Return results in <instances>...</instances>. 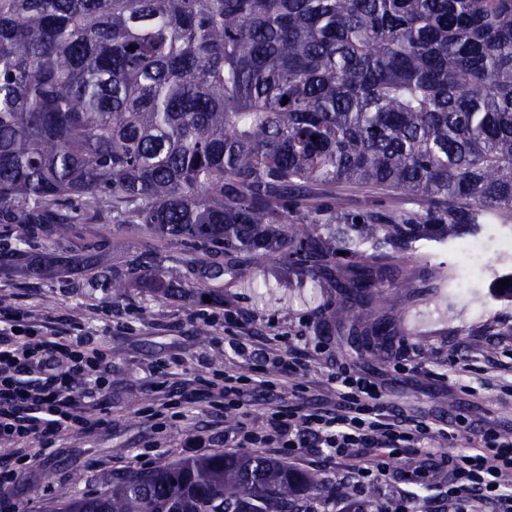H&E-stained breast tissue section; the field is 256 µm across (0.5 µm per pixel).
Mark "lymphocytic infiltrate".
I'll return each mask as SVG.
<instances>
[{
	"label": "lymphocytic infiltrate",
	"instance_id": "obj_1",
	"mask_svg": "<svg viewBox=\"0 0 512 512\" xmlns=\"http://www.w3.org/2000/svg\"><path fill=\"white\" fill-rule=\"evenodd\" d=\"M228 345L243 361L225 372L223 385L200 399L215 411L241 408L251 393L275 391L271 369L295 372L307 363L284 349L267 356L263 349H248L241 339ZM112 365L90 335L74 334L58 320L35 322L19 309H0V440L13 448L15 463L0 467V489L14 485L20 464L29 463L31 443L52 447L62 432L91 433L109 426L112 414L104 392ZM334 403L311 410L270 408L262 426H243L250 445L279 444L290 456L303 449H325L332 459L357 454L353 475H384L396 448H417L433 458L437 437L456 440V428H433L423 420L401 414L386 401L382 389L368 377L342 368L333 373ZM512 473V437L488 429L478 445L448 460L449 501L453 512H474L477 502L494 504V512H512V492L502 479Z\"/></svg>",
	"mask_w": 512,
	"mask_h": 512
}]
</instances>
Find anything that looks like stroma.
Wrapping results in <instances>:
<instances>
[{
    "mask_svg": "<svg viewBox=\"0 0 512 512\" xmlns=\"http://www.w3.org/2000/svg\"><path fill=\"white\" fill-rule=\"evenodd\" d=\"M345 210H420L419 201L368 189L346 191ZM142 228L113 235L98 259L100 271H125L146 247ZM459 239L421 240L397 251L399 277L386 286L369 313L392 328L390 345L365 350L348 338V324L332 281L316 279L278 257L261 266L226 270L223 279L195 277L204 291H219L220 303H186L181 295L154 296L139 288L112 291L88 276L31 278L0 273V302L25 308L32 320L66 318L94 336L112 363V424L82 437L63 433L49 450L26 465L6 496L20 512H50L74 497L104 492L114 479L198 453H230L228 440L241 420L260 425L267 413L265 395H256L248 416L228 409L215 412L196 404L175 408L170 417H147L157 402L158 384L189 390L219 383L236 358L227 348L238 330L224 321L201 319V310L237 313L259 344H289L316 352L319 368L296 376L282 405L304 407L330 398L329 375L343 366L373 378L386 398L405 415L443 427L463 422L465 429L493 428L512 433V301L499 300L493 288L498 272L512 271V254L488 246L480 259L458 253ZM437 464L412 448L398 449L388 475L357 489L338 479L335 460L317 448L289 458L290 466L339 486L327 512H344L348 501L367 512H397L406 492L419 496L417 512H442L448 488L443 460L457 446L434 443Z\"/></svg>",
    "mask_w": 512,
    "mask_h": 512,
    "instance_id": "35a3bbf8",
    "label": "stroma"
}]
</instances>
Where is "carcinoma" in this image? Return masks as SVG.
I'll return each mask as SVG.
<instances>
[{"mask_svg":"<svg viewBox=\"0 0 512 512\" xmlns=\"http://www.w3.org/2000/svg\"><path fill=\"white\" fill-rule=\"evenodd\" d=\"M135 50H129V47ZM312 185L326 208L305 210ZM420 212L351 214L342 188ZM512 223V0H0V236L64 276L143 224L186 255H272L336 281L348 320L396 267L357 240ZM134 283L193 303L146 245ZM339 489L270 459L203 455L132 472L53 512H319Z\"/></svg>","mask_w":512,"mask_h":512,"instance_id":"cac0c4a2","label":"carcinoma"}]
</instances>
